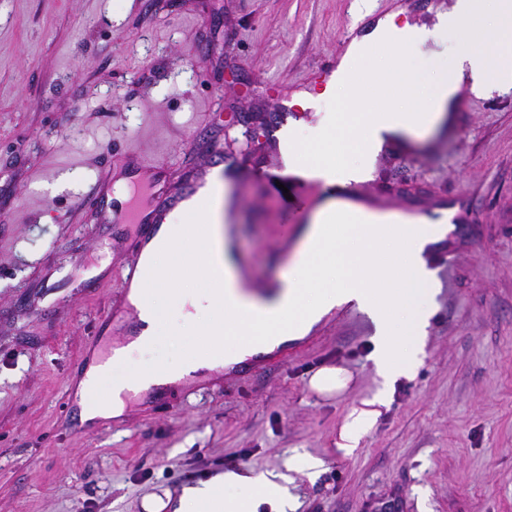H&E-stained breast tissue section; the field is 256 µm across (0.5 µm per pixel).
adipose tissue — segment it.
<instances>
[{
    "label": "adipose tissue",
    "instance_id": "1",
    "mask_svg": "<svg viewBox=\"0 0 512 512\" xmlns=\"http://www.w3.org/2000/svg\"><path fill=\"white\" fill-rule=\"evenodd\" d=\"M491 95L512 90V0H455L435 13L433 25L405 16L404 8L379 16L352 39L336 73L318 94L293 93V109L307 111L329 100L334 118L309 127L290 123L279 133L289 168L307 167L326 184L369 178L384 144L417 141L441 127L462 88ZM228 189L220 173L182 203L145 245V281L133 282L130 299L147 324L146 338L118 349L113 359L94 360L81 382L88 417L120 414L134 386L173 383L200 369H216L271 351L304 335L331 310L354 306L374 328L370 359L384 383L409 373L423 353L435 275L425 260L439 229L326 198L294 248L288 272L276 289L252 284L231 251ZM203 259L199 288H178L176 265ZM179 295V313L163 326V306ZM206 337L185 359L145 366L131 378L100 382L114 362L150 354L162 332ZM385 392L353 407L337 449L353 454L366 426L378 416ZM321 459L308 453L286 458L283 471L243 474L232 469L209 483L185 487L175 512H295L289 472H318Z\"/></svg>",
    "mask_w": 512,
    "mask_h": 512
}]
</instances>
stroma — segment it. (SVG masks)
Listing matches in <instances>:
<instances>
[{
    "instance_id": "obj_1",
    "label": "stroma",
    "mask_w": 512,
    "mask_h": 512,
    "mask_svg": "<svg viewBox=\"0 0 512 512\" xmlns=\"http://www.w3.org/2000/svg\"><path fill=\"white\" fill-rule=\"evenodd\" d=\"M393 0H0V512H145L233 468L292 450L298 512H512V91L460 90L419 147L386 142L358 200L450 229L425 254L437 281L424 353L389 389L354 455L349 410L379 388L373 328L334 309L284 361L244 362L130 399L86 423L68 402L97 356L94 319L136 246L115 222L122 166L165 168L179 195L224 167L234 255L251 282L287 274L307 226L257 169L283 168L274 92L316 83L342 32ZM260 123L250 146L237 139ZM345 369V392L308 387ZM283 466L289 471H309L311 474L318 472L322 466V460L308 453H296L283 461Z\"/></svg>"
}]
</instances>
